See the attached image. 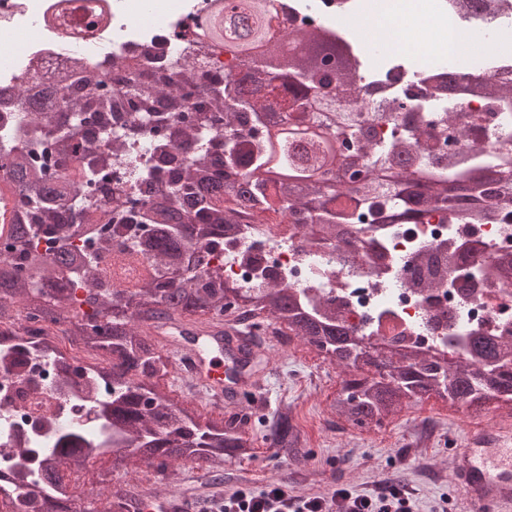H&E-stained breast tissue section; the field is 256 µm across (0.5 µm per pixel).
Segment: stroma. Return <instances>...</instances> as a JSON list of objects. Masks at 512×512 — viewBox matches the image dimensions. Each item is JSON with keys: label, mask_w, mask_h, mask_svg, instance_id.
Listing matches in <instances>:
<instances>
[{"label": "stroma", "mask_w": 512, "mask_h": 512, "mask_svg": "<svg viewBox=\"0 0 512 512\" xmlns=\"http://www.w3.org/2000/svg\"><path fill=\"white\" fill-rule=\"evenodd\" d=\"M261 351L267 363V405L291 408L307 442L306 461L293 463L270 448L259 413L253 410L247 428L253 454L229 459L223 484H211L198 464L186 462L175 466L165 479L143 465L127 473L113 472V487L145 497H177L186 502L184 512H207L210 499L240 488L259 490L279 484L294 495L322 497L337 488L368 494L378 484L392 481L411 491L414 512H474L454 477V455L465 443L467 417L442 409L432 412L412 401L383 425L354 428L326 408L344 378L340 368L268 341L262 343ZM319 418L324 425L317 429L313 423Z\"/></svg>", "instance_id": "stroma-1"}]
</instances>
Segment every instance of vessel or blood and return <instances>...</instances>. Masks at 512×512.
Instances as JSON below:
<instances>
[{
	"mask_svg": "<svg viewBox=\"0 0 512 512\" xmlns=\"http://www.w3.org/2000/svg\"><path fill=\"white\" fill-rule=\"evenodd\" d=\"M163 345L176 358H189L194 385L224 402L264 384L260 373L235 372L243 340L223 325L199 326L183 320L160 332ZM503 428L470 430L456 452L459 485L480 504H492L512 512V447L506 446Z\"/></svg>",
	"mask_w": 512,
	"mask_h": 512,
	"instance_id": "b4317fda",
	"label": "vessel or blood"
}]
</instances>
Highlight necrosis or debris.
I'll use <instances>...</instances> for the list:
<instances>
[{"label": "necrosis or debris", "mask_w": 512, "mask_h": 512, "mask_svg": "<svg viewBox=\"0 0 512 512\" xmlns=\"http://www.w3.org/2000/svg\"><path fill=\"white\" fill-rule=\"evenodd\" d=\"M69 2L0 0V92H15L11 98L0 95V145L36 151L51 177L74 174L75 163L60 167L51 140L30 145L27 109L16 92L57 72L103 82L119 104L107 134L112 178L104 189L78 182L76 191L103 240L140 200L135 174L158 184L168 181L153 141L170 115L135 111L134 87L173 76L186 62L200 77L197 97L207 98L213 87L223 86L225 74L242 65L193 34L194 19L209 12L212 0H93L76 24L64 21ZM270 2L273 12L288 14L283 30L316 27L359 51L360 85L383 88L368 98L372 110L464 112L486 133L472 144L450 138L449 149H466L488 162L512 154V99L484 97L470 84L483 74L512 81V0H494L491 9L478 12L462 9L459 0H413L402 15L392 14L391 0H306L300 10L286 8L284 0ZM477 30L488 32L489 40L476 41ZM451 71L468 76V83L450 94L440 92L438 80ZM256 212L257 220L238 225L224 239L219 260L233 287L296 289L308 306L331 304L355 337L386 352H416L444 363L461 358L474 334L512 342V276L491 271L498 257L512 256V224L495 219L467 224L442 211L425 224H372L364 234L372 258L340 266L334 242L266 207ZM454 241L468 246L459 268L444 271L437 287H413L422 271L419 256H436L438 244ZM98 269L112 288L131 291L144 278L143 261L116 243ZM470 272L474 286L460 289L459 279ZM48 342L30 361L33 383L20 385L0 372V512H16L39 482L38 461H24L21 448L49 446L61 426L102 440L112 436L101 417L111 388L101 384L91 392L84 383L64 385L57 378L60 360L89 373L99 359L70 346L59 332ZM18 469L25 481L14 480Z\"/></svg>", "instance_id": "necrosis-or-debris-1"}]
</instances>
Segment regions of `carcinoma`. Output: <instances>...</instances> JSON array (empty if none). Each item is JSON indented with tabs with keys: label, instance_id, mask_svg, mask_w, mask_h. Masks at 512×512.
I'll list each match as a JSON object with an SVG mask.
<instances>
[{
	"label": "carcinoma",
	"instance_id": "carcinoma-1",
	"mask_svg": "<svg viewBox=\"0 0 512 512\" xmlns=\"http://www.w3.org/2000/svg\"><path fill=\"white\" fill-rule=\"evenodd\" d=\"M268 0H236L232 13L211 9L198 26L197 37L221 43L224 54L247 65L239 77H224V150L193 160L176 169L166 188L147 182L141 186L148 208L139 221L151 228L131 239L128 247L149 262L140 288L126 292L103 287L96 277L98 251L73 244L89 242L83 213L65 182H53L24 154L4 155L7 178L27 210L8 232L11 247L0 252V315L9 306L25 310L13 331L2 332L16 344L30 347L29 338L43 336L53 326L62 328L71 344L102 359L94 373L112 384V402L103 407L112 429L111 466L125 469L139 462L165 475L175 464L195 462L210 480H224V461L250 451L236 410L201 414L173 402L161 388L167 362L148 331L151 323L175 318L194 319L200 325L234 316L233 326L252 331L274 319L287 322L291 335L317 347L324 358L342 368L346 378L336 391L333 410L354 427L381 425L397 412L402 401L432 396L457 406L471 405L495 394L512 406V373L497 371L508 344L473 335L467 340L466 359L451 366L421 355L371 350L336 321L327 305L309 311L298 294L269 285L251 298L224 283L223 267L215 263L205 238L247 224L253 206L264 202L318 229L336 246L349 244L345 224L387 214L412 220L432 206H441L458 218L477 224L489 214L512 222V157L497 164L475 154L434 153L437 126L456 127L466 142L478 140L482 126L466 116L446 112L412 119L404 134L389 146L371 137L375 122L391 120L389 112L362 115L355 76L358 62L349 46L314 30L294 34L296 50L285 51L273 30ZM476 86L496 97H512V85L499 81ZM342 88L355 111L336 108V88ZM197 77L186 65L178 76L161 85L135 89L139 111L172 113L154 147L160 161L174 160L171 151L189 143L181 113L189 109ZM53 89L64 95L78 89V106L97 115L105 127L112 121V97L99 85L74 84L70 76L56 78ZM279 114L288 133L320 128L324 137L309 141L305 153L289 152V143L274 138L268 118ZM34 134L62 129L58 153L65 161L91 152L93 137L82 125L54 112L30 113ZM350 162L355 181H336V165ZM112 163V149H104L81 171L92 181ZM235 197V206L214 200ZM39 234L58 239L51 256L31 246ZM193 255L191 274L183 267ZM78 283L90 293L94 306L82 313L58 305L66 284ZM26 354L3 361V368L25 376ZM266 439L277 452L304 460V442L288 410H277L263 421ZM103 446H93L85 433L63 429L40 467V485L21 502V512H65L66 489L59 469H78ZM110 473L100 475L98 493L81 512H142L141 498L129 490L112 488Z\"/></svg>",
	"mask_w": 512,
	"mask_h": 512
}]
</instances>
